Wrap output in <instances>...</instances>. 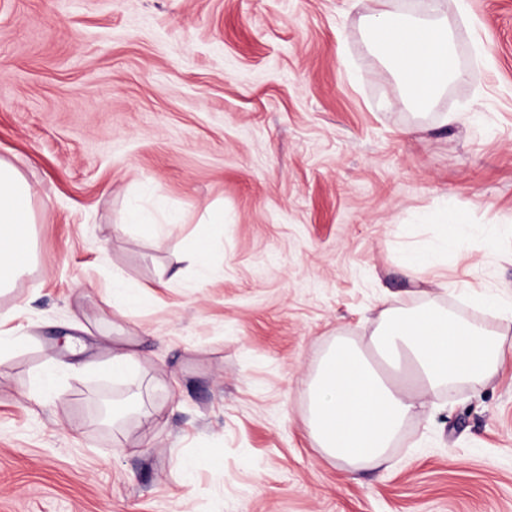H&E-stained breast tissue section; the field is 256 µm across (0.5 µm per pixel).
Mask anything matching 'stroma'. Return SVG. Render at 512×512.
<instances>
[{
    "label": "stroma",
    "instance_id": "obj_1",
    "mask_svg": "<svg viewBox=\"0 0 512 512\" xmlns=\"http://www.w3.org/2000/svg\"><path fill=\"white\" fill-rule=\"evenodd\" d=\"M435 5L466 72L418 108L368 19ZM0 160L35 217L0 292L24 335L0 371V512H512V334L380 466L308 427L337 340L382 365L386 294L501 326L475 300L512 297V0H0ZM135 207L180 223L140 232ZM216 214L201 283L182 254ZM449 216L499 233L442 256L448 288L410 281L403 255ZM116 274L153 305L114 320ZM108 324L138 341L130 378L87 333Z\"/></svg>",
    "mask_w": 512,
    "mask_h": 512
}]
</instances>
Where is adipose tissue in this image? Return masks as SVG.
I'll use <instances>...</instances> for the list:
<instances>
[{
	"label": "adipose tissue",
	"mask_w": 512,
	"mask_h": 512,
	"mask_svg": "<svg viewBox=\"0 0 512 512\" xmlns=\"http://www.w3.org/2000/svg\"><path fill=\"white\" fill-rule=\"evenodd\" d=\"M370 22L414 104L427 105L446 83L463 79L452 64V33L444 17L398 18L380 10ZM30 201L29 184L0 160V288L10 286L31 262ZM444 227L437 246L404 255L409 277L436 267L440 254L467 255L476 240H493L497 231L486 224L476 234L453 217ZM379 319L377 351L390 363L407 364L410 379L384 376L361 349L340 340L324 355L309 388V425L319 447L354 467L387 458L404 423L417 413L420 396L483 384L498 373L504 356L502 332L451 313L387 306Z\"/></svg>",
	"instance_id": "ef3b65f1"
}]
</instances>
